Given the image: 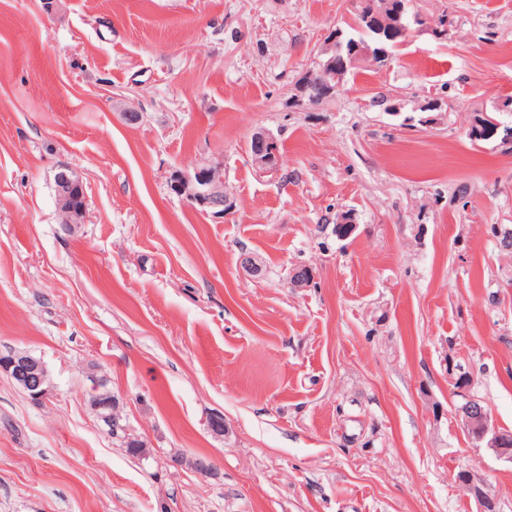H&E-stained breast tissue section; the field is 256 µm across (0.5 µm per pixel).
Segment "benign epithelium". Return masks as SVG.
<instances>
[{"label": "benign epithelium", "mask_w": 512, "mask_h": 512, "mask_svg": "<svg viewBox=\"0 0 512 512\" xmlns=\"http://www.w3.org/2000/svg\"><path fill=\"white\" fill-rule=\"evenodd\" d=\"M343 30L336 28L330 32V39L321 50V59L307 70L308 79L300 88V96L317 105L336 95L350 73L361 61L377 57L386 63L392 58L387 44L381 42L372 48L358 42L346 44L342 39ZM249 154L253 166L261 175L278 172L280 151L278 138L266 129L255 131L250 138ZM56 204L61 216V224L68 227L80 224L87 213V196L83 182L68 166H62L55 174ZM170 189L192 204L222 218L231 213L233 201L224 193V167L218 162H205L193 174L174 172L170 175ZM314 275L306 272V267L292 269L289 285L293 288H307ZM0 371L6 373L13 383L31 399H43L50 390L49 371L40 358L27 351L8 348L0 351ZM92 392L90 406L97 417L107 427L119 423L118 405L111 392L101 391L102 379L91 377ZM463 428L476 442L486 444L494 454L512 463V447L506 439L512 436L509 431H501L492 422L487 404L478 398L467 397L456 409ZM480 505L479 512H491L494 501L486 488L473 482V478L462 479Z\"/></svg>", "instance_id": "obj_1"}]
</instances>
